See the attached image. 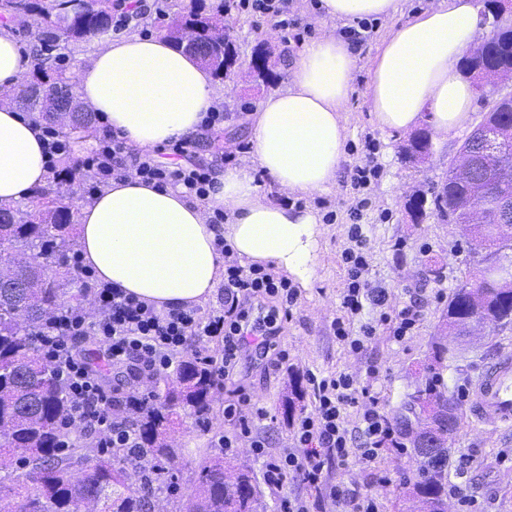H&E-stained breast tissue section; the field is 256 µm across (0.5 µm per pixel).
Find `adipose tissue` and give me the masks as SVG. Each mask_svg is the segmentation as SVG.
I'll return each mask as SVG.
<instances>
[{"instance_id": "obj_1", "label": "adipose tissue", "mask_w": 512, "mask_h": 512, "mask_svg": "<svg viewBox=\"0 0 512 512\" xmlns=\"http://www.w3.org/2000/svg\"><path fill=\"white\" fill-rule=\"evenodd\" d=\"M400 0H319L320 34L294 55L285 88L243 116L249 152L216 168L206 200L138 177L113 180L76 214L84 265L97 281L163 312L206 301L224 270L216 242L239 259L286 270L309 287L320 265V218L299 199L335 193L361 50L343 29L362 18L394 24L370 59L364 94L378 129L439 135L464 126L477 96L462 72L482 34L484 0H429L397 20ZM32 69L13 28L0 29V205L33 199L49 180L40 125L9 98ZM103 130L151 151L193 136L222 92L196 57L165 35L98 43L74 74ZM225 224L214 226V209Z\"/></svg>"}]
</instances>
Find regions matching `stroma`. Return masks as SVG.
Here are the masks:
<instances>
[{
    "mask_svg": "<svg viewBox=\"0 0 512 512\" xmlns=\"http://www.w3.org/2000/svg\"><path fill=\"white\" fill-rule=\"evenodd\" d=\"M291 13L295 28L281 33L274 21L254 23L244 13L231 11L224 15V33L235 46L236 64L232 69L231 88L224 97L226 120L221 144L225 152L235 151L245 137L235 117L253 110L258 102L288 83V67L297 49L319 34L313 22L314 0H292ZM391 19L379 18L370 36L362 40L361 59L357 66L351 96L346 141L347 159L339 172L336 193L308 199V206L319 215H333V222L322 225L319 240L321 265L310 287L300 289L292 318L285 322L276 342L288 352V360L272 371L260 360L246 359L239 367L235 383L267 412L258 425L271 448L292 447V423L300 413L314 407L308 389L294 391V382L303 380L306 372L327 376L344 373L358 383H372L386 417L400 410L409 394L424 381L435 343L446 344L450 359L442 377L449 393L469 407L472 387L485 365L502 350L512 349V326L492 328L466 338L447 335L441 327V313L448 297L471 270L469 245L457 225L448 223L435 210H427L420 220H413L405 206V198L413 193L432 196L439 190L448 173V162L454 157L469 132L461 127L445 136L432 139L433 154L424 164L414 165L403 158L402 149L409 138L404 134H388L374 124L365 104L363 92L368 80L369 60L388 33ZM264 50L270 72L269 83L254 81L249 72L257 50ZM372 163L379 175L363 193L352 187L355 166ZM365 196L369 204L359 219L367 236L365 250L366 278L386 288V310H398L415 304L420 321L412 336L403 343L391 340L386 330H378L366 351L356 354L337 342L331 327L346 286V273L341 252L347 243V226L351 207L357 196ZM436 268L438 277L428 274ZM376 370V380H369V370ZM229 394L217 392L205 422H197L190 411H180L174 418L171 434L178 450L180 494H188L198 474L199 449L215 454V441L221 435L237 431L224 417ZM469 454L474 465L467 476V492L481 502L483 512H512V426L494 430L465 416L459 432L448 445L449 459ZM325 483L371 493L379 512H411L404 477L414 476L418 463L411 450H381L371 465L337 462L333 452H325ZM224 462L250 470L258 490L259 512H279L283 498L305 497L311 512H337L326 491H317L288 480L280 488H270L264 479V466L254 457L247 437H240L235 452L224 455Z\"/></svg>",
    "mask_w": 512,
    "mask_h": 512,
    "instance_id": "35a3bbf8",
    "label": "stroma"
}]
</instances>
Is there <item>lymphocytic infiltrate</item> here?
I'll list each match as a JSON object with an SVG mask.
<instances>
[{"mask_svg":"<svg viewBox=\"0 0 512 512\" xmlns=\"http://www.w3.org/2000/svg\"><path fill=\"white\" fill-rule=\"evenodd\" d=\"M225 118L223 104L209 110L197 137L176 141L174 158L146 152L136 156L132 165L135 177L159 186L180 185L198 199H206L213 185V168L195 162L194 154L201 142L212 139ZM124 141L107 134L89 156L77 159L66 171L67 177L80 180L87 195H94L109 180L121 178ZM349 247L341 254L347 274L340 313L332 327L336 338L352 352L363 351L366 339L376 334V326H362L360 336H353L351 324L365 306H383L385 288L363 280L366 260L363 250L367 239L352 211ZM217 246L224 257V305L200 314L198 309L164 313L154 305L124 295L121 289L104 283H91L89 272L74 266L73 275L82 285L93 288L92 311L66 309L56 314L40 331V345L48 360L65 380L71 411L63 424L64 431H101L97 445L101 448H134L138 434L131 424L133 416L143 413L149 402L136 389V382L180 365L181 357L193 338L220 336L224 339L222 358L204 356L203 362L220 381L232 379L239 360L250 347L268 353L272 362L286 360V351L277 348L274 338L280 327V311L297 303V290L287 278L263 265H241L225 241ZM94 339L102 347V357L112 365L126 368L129 390L123 397L110 395L101 373L85 359L80 343ZM308 383L315 397L312 412L301 414L293 423L298 451H271L263 437H254L251 446L264 461L266 482L281 486L292 478L303 485L323 482V451L335 449L339 462L355 460L372 463L380 450L398 446V433L381 413L373 395L372 384H357L345 374L319 377L309 375ZM361 406L362 428L352 432L346 420L347 408Z\"/></svg>","mask_w":512,"mask_h":512,"instance_id":"f902f5d3","label":"lymphocytic infiltrate"}]
</instances>
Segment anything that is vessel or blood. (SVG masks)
Listing matches in <instances>:
<instances>
[{"instance_id":"vessel-or-blood-1","label":"vessel or blood","mask_w":512,"mask_h":512,"mask_svg":"<svg viewBox=\"0 0 512 512\" xmlns=\"http://www.w3.org/2000/svg\"><path fill=\"white\" fill-rule=\"evenodd\" d=\"M470 413L477 424L497 429L512 424V350L487 363L473 387Z\"/></svg>"}]
</instances>
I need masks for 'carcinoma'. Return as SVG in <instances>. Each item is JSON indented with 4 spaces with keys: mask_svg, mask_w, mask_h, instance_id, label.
<instances>
[{
    "mask_svg": "<svg viewBox=\"0 0 512 512\" xmlns=\"http://www.w3.org/2000/svg\"><path fill=\"white\" fill-rule=\"evenodd\" d=\"M3 17L33 19L38 60L44 73V51L64 40L80 45L112 29V12L120 0H0ZM168 36L188 54L202 58L219 78L231 73L233 63L224 60V25L220 13L202 16L192 12L174 18ZM486 65L512 74V35L496 29L486 43ZM20 104L48 123L53 109L70 110L72 132L92 129V113L86 111L64 82L39 80L26 86ZM487 125L502 135V156L512 160V108L506 104L490 112ZM480 178L487 195L512 198V173L492 160ZM470 192L469 185L448 175L433 200L435 208L456 224L467 216L452 210L454 200ZM37 213L0 207V512H151L152 499L171 495L160 475L176 467L177 453L169 440L172 417L190 408L203 419L213 402V375L194 361L185 362L175 378L165 380V394H154L152 405L134 423L138 448H114L105 454L80 442L62 445V423L70 412V398L55 367L46 359L36 336L37 328L61 308L72 305L66 268L78 241L71 213L60 200L44 192ZM475 249L495 246L494 225H485L481 236L472 237ZM506 268H475L472 283L483 289L484 314L505 327L512 323V285ZM465 284L448 297L442 326L462 332L470 308L463 298ZM447 349L435 347L431 378L404 405L394 424L406 435L417 422L425 426L422 437L456 433L463 413L459 400L448 395L437 367ZM409 495L421 504V512H448V447L419 450L417 473ZM182 512H258V499L234 490L224 481V457L205 455L200 462L198 485L182 503Z\"/></svg>",
    "mask_w": 512,
    "mask_h": 512,
    "instance_id": "obj_1",
    "label": "carcinoma"
}]
</instances>
